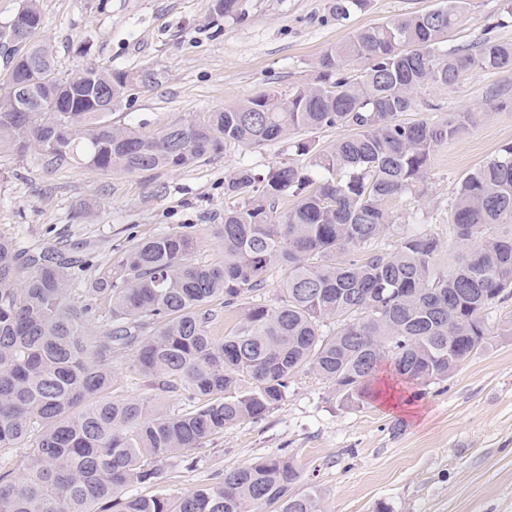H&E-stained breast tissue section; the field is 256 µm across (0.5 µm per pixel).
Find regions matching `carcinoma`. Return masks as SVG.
<instances>
[{"instance_id": "cac0c4a2", "label": "carcinoma", "mask_w": 512, "mask_h": 512, "mask_svg": "<svg viewBox=\"0 0 512 512\" xmlns=\"http://www.w3.org/2000/svg\"><path fill=\"white\" fill-rule=\"evenodd\" d=\"M370 4L329 0V16L342 25ZM469 5L439 0L437 16L359 28L317 57L314 83L292 96L260 94L152 136L113 124L83 96L42 94L34 111H18V74H53V49L39 40L26 57L10 50L0 148L34 149L51 164L177 171L227 146L256 148L323 128L348 134L324 147L299 139L298 159L262 174L242 167L224 181V195L242 199L216 225L224 261L192 260L191 225L161 233L128 247L81 306L68 302L71 257L0 236V448L29 450L20 477L0 475V512H322L316 488L295 490L302 469L286 453L232 469L176 502L128 489L158 483V463L265 415L302 370L359 406L376 400L383 364L428 386L486 347L485 312L512 296V143L459 183L450 224L458 243L474 246L448 249V271L439 269L437 241L418 225L398 232L390 249L376 245L394 229L386 202L422 182L436 148L472 121L470 112L440 122L400 116L418 107L423 89L452 88L471 68L512 70V42L488 33L445 48ZM15 18L39 31V0H23ZM359 60L368 66L349 74ZM102 76L116 103L132 82L157 83L151 70L90 67L58 84L76 89ZM287 195L293 207L276 213ZM355 250L361 258H337ZM275 269L281 279L268 304L260 291ZM100 299L108 321L88 343L84 328ZM219 299L238 323L215 337L207 326ZM129 351L132 371L163 392H184L189 407L163 414L148 399L108 395Z\"/></svg>"}]
</instances>
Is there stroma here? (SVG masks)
Here are the masks:
<instances>
[{
	"label": "stroma",
	"instance_id": "obj_1",
	"mask_svg": "<svg viewBox=\"0 0 512 512\" xmlns=\"http://www.w3.org/2000/svg\"><path fill=\"white\" fill-rule=\"evenodd\" d=\"M438 0H372L370 8L339 25L329 0H238L235 17L214 0H40L39 38L54 51L55 74L67 78L86 67L149 69L152 88L125 93L112 109L114 124L151 135L181 118L203 119L264 92L288 97L312 83L313 61L353 30L394 16L425 11ZM501 0H471L448 47L493 30L512 42V17ZM89 44V54L78 47ZM512 92V70L472 69L454 88L431 87L421 98L433 117L469 111L473 122L438 147L413 192L391 199L394 224H418L447 252L455 238L448 213L462 178L512 143V107H497L496 89ZM282 140L254 149L227 147L192 167L170 171L99 173L75 163L47 165L30 150H0V235L23 245L62 243L92 265L74 284L70 302L85 303L94 277L118 263L133 243L197 227L195 262L223 261L214 235L229 201L224 180L240 167L263 172L295 158ZM512 298L494 306L490 344L447 380L429 386L404 382L399 404H342L331 384L304 370L284 400L258 420L225 428L200 448L162 463L156 486L140 494L178 499L226 471L275 453L292 455L303 487H317L324 512H512V335L501 319ZM112 393L150 398L167 413L183 410L182 393L155 394L150 379L118 367Z\"/></svg>",
	"mask_w": 512,
	"mask_h": 512
}]
</instances>
